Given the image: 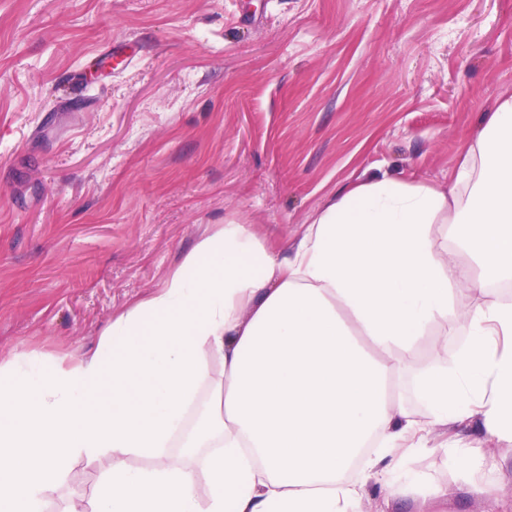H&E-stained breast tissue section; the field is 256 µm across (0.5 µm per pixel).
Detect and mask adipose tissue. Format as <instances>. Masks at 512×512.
<instances>
[{"label": "adipose tissue", "instance_id": "ef3b65f1", "mask_svg": "<svg viewBox=\"0 0 512 512\" xmlns=\"http://www.w3.org/2000/svg\"><path fill=\"white\" fill-rule=\"evenodd\" d=\"M510 281L512 96L484 114L447 187L349 183L280 249L251 225H211L93 354L45 371L0 361V512H43L78 457L107 462L78 512H363L372 484L390 502L409 488L404 458L434 432L474 422L512 446V302L455 296ZM433 326L466 342L453 370L417 373L420 419L395 367ZM205 383L224 407L186 427ZM176 437L184 453L211 451L208 503L167 452ZM443 450L473 493L489 492L497 464L478 441ZM135 454L154 466L130 469Z\"/></svg>", "mask_w": 512, "mask_h": 512}]
</instances>
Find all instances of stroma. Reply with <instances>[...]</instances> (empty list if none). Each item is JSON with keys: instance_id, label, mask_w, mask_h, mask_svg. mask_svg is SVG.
<instances>
[{"instance_id": "obj_1", "label": "stroma", "mask_w": 512, "mask_h": 512, "mask_svg": "<svg viewBox=\"0 0 512 512\" xmlns=\"http://www.w3.org/2000/svg\"><path fill=\"white\" fill-rule=\"evenodd\" d=\"M132 63L86 89L104 48ZM512 96V0H0V360L92 353L208 225L298 236L344 184L447 186L483 112ZM438 327L413 364L452 366ZM476 495L428 448L404 467L447 512H512V449ZM74 459L47 512L86 496Z\"/></svg>"}]
</instances>
